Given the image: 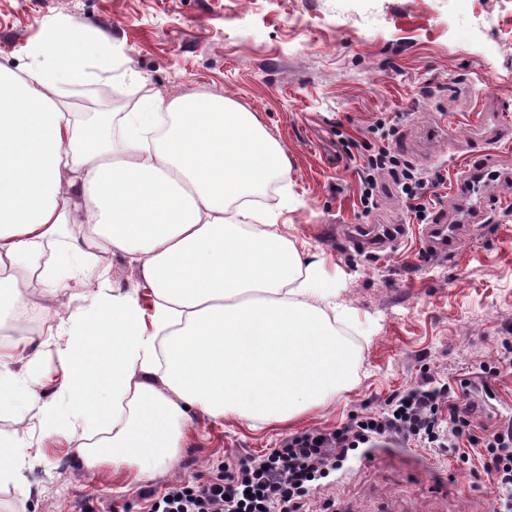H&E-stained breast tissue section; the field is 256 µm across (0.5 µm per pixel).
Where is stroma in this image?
Listing matches in <instances>:
<instances>
[{
    "label": "stroma",
    "instance_id": "stroma-1",
    "mask_svg": "<svg viewBox=\"0 0 512 512\" xmlns=\"http://www.w3.org/2000/svg\"><path fill=\"white\" fill-rule=\"evenodd\" d=\"M57 26L122 46L129 66L163 94L229 97L280 140L288 179L269 183L255 202L273 205L287 192L300 199L284 231L322 260L352 314L340 330L354 345L355 378L335 402L289 426L253 430L196 415L177 464L125 487L109 471L86 472L80 436L47 432L17 398L0 412V434H12L17 413H26L30 454L18 484L0 482V512H72L82 496L107 499L112 512H147L146 493L268 454L293 435L333 430L426 376L470 388L473 430L512 423V371L491 372L512 358V181L485 175L510 200L475 222L458 205L451 221L470 230L434 254L391 178L381 180L377 208L364 213L349 151L378 119H394V151L440 171L443 206L469 155L512 157V0H0V62L24 65L28 46ZM138 98L103 78L74 101L83 112L113 113ZM440 122L452 134L434 133ZM361 224L408 231L394 247H368L352 237ZM64 345L44 323L16 339L0 334V352L23 346L37 355L46 400L60 397ZM473 468L451 448L383 444L345 462L311 507L493 512L494 490Z\"/></svg>",
    "mask_w": 512,
    "mask_h": 512
}]
</instances>
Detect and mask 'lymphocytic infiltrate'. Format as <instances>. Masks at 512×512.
Instances as JSON below:
<instances>
[{
	"label": "lymphocytic infiltrate",
	"instance_id": "obj_1",
	"mask_svg": "<svg viewBox=\"0 0 512 512\" xmlns=\"http://www.w3.org/2000/svg\"><path fill=\"white\" fill-rule=\"evenodd\" d=\"M370 133L359 168L364 211L372 210L378 180L388 172L400 182L412 216L427 213L434 181L393 152L394 125L381 119ZM472 408L470 392L435 386L426 377L393 395L383 411L355 416L329 432L293 436L265 456L218 468L207 480L171 484L150 496L148 512H308L310 491L342 469L354 451L409 439L431 448H470L501 495L495 512H512V427L474 433Z\"/></svg>",
	"mask_w": 512,
	"mask_h": 512
}]
</instances>
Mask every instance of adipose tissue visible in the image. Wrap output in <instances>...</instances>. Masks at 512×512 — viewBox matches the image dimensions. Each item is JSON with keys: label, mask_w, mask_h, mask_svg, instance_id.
<instances>
[{"label": "adipose tissue", "mask_w": 512, "mask_h": 512, "mask_svg": "<svg viewBox=\"0 0 512 512\" xmlns=\"http://www.w3.org/2000/svg\"><path fill=\"white\" fill-rule=\"evenodd\" d=\"M27 58L0 63V289L21 304L38 282L67 375L62 402L46 401L0 356V405L20 393L47 430L106 428L82 464L133 481L178 460L193 413L255 428L334 402L355 368L327 311L336 286L281 233L282 209L250 202L287 178L282 143L221 95L144 91L85 120L71 98L95 77L143 85L92 36L51 30ZM112 255L135 263L151 309L111 286ZM69 279L87 304L62 321L52 300Z\"/></svg>", "instance_id": "adipose-tissue-1"}]
</instances>
